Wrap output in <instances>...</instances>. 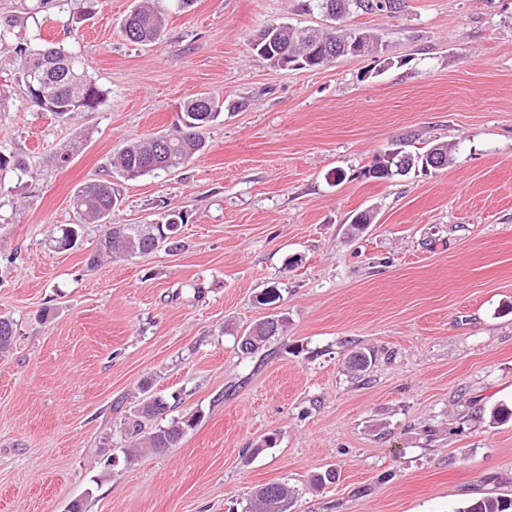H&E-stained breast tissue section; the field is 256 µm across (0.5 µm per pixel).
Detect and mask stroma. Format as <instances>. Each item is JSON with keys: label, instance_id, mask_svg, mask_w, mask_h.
<instances>
[{"label": "stroma", "instance_id": "1", "mask_svg": "<svg viewBox=\"0 0 512 512\" xmlns=\"http://www.w3.org/2000/svg\"><path fill=\"white\" fill-rule=\"evenodd\" d=\"M306 0H194L160 41L125 40L134 0H0V24L81 55L104 92L67 122L32 108L0 55V140L28 165L0 193V512H240L259 486L299 488L295 512H457L512 497V0H403L351 12L389 67L343 57L273 67L266 24L329 26ZM223 103L207 148L170 173L117 180L115 219L187 213L177 251L87 264L103 229L56 251L78 186L112 175L133 138L184 102ZM80 148L59 162L65 146ZM407 143L455 147L448 167L363 175ZM342 181H334V173ZM374 216L353 235V214ZM278 283L288 329L254 355L235 338ZM372 353L363 376L352 351ZM197 414L179 446L125 457L120 410L141 385ZM273 448H265L267 438ZM336 480L311 488L315 473Z\"/></svg>", "mask_w": 512, "mask_h": 512}]
</instances>
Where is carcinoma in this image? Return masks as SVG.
I'll list each match as a JSON object with an SVG mask.
<instances>
[{"label":"carcinoma","mask_w":512,"mask_h":512,"mask_svg":"<svg viewBox=\"0 0 512 512\" xmlns=\"http://www.w3.org/2000/svg\"><path fill=\"white\" fill-rule=\"evenodd\" d=\"M317 10L336 19L344 16L351 8L366 13L400 9V0H313L306 7ZM168 10L159 0H136L133 9L123 18L120 32L134 44H146L159 40L165 28ZM263 41L255 47L258 55L272 66H280V55L288 52L292 62L301 61L306 68L326 65L322 57L309 51L314 43L338 45L352 39L367 44L368 53L375 54L381 47L379 37L369 30H350L295 27L289 23H272L261 29ZM0 47L12 49L20 59L16 80L26 90L31 106L42 112H50L61 121L69 120L75 112L93 110L101 102L102 90L88 75L80 56L61 44L31 45L16 40L12 25L0 27ZM221 114V107L210 96L200 94L184 103L179 120L165 133L128 141L112 158V168L125 180H134L148 174L167 173L183 166L195 154L207 148V130ZM453 160L454 149L448 143H436L420 152L402 151L390 159L377 154L373 163L366 168L368 176L375 179H391L398 176V170L421 172L431 152ZM27 171L24 158L12 149L0 144V177L8 173L17 176ZM120 197L112 183H87L73 195L72 205L79 221L59 225L54 229L51 242L58 250H70L81 240L84 226L103 225V233L96 251L88 258V265L96 266L104 258H132L155 251L161 245L171 250L180 245L177 240L179 227L187 223L188 216L180 210H167L161 220L153 224H120L112 219L119 208ZM288 324L282 317L275 333L261 321L248 329L237 339V349L243 354H254L263 349L274 337L283 333ZM16 333L13 320L0 317V354L9 352ZM171 409L169 403L149 395L125 415L123 430L131 438L132 450L129 456L137 455L138 449L148 448L154 452L176 447L187 431L196 425V416L173 418L164 425L146 427L156 419H166ZM298 491L285 482L266 484L254 491L246 501L245 512H287L294 506ZM458 512H512V498L487 495L458 509Z\"/></svg>","instance_id":"1"}]
</instances>
